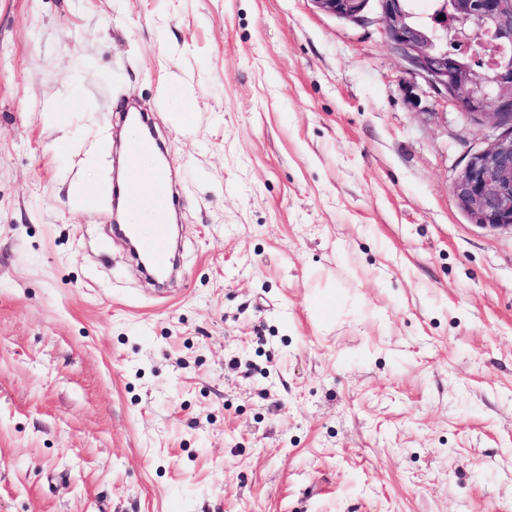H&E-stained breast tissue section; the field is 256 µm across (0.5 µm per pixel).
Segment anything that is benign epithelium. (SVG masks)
Masks as SVG:
<instances>
[{"label": "benign epithelium", "mask_w": 512, "mask_h": 512, "mask_svg": "<svg viewBox=\"0 0 512 512\" xmlns=\"http://www.w3.org/2000/svg\"><path fill=\"white\" fill-rule=\"evenodd\" d=\"M313 2L326 14L360 23L376 8L404 73L423 79L470 121L497 131L470 154L451 192L472 223L512 234V58L486 60L490 47L512 44V0H443L427 22L413 19L406 0Z\"/></svg>", "instance_id": "benign-epithelium-1"}]
</instances>
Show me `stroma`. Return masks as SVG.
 <instances>
[{"instance_id":"obj_1","label":"stroma","mask_w":512,"mask_h":512,"mask_svg":"<svg viewBox=\"0 0 512 512\" xmlns=\"http://www.w3.org/2000/svg\"><path fill=\"white\" fill-rule=\"evenodd\" d=\"M313 0H0V512H512L491 129ZM181 191L170 290L113 116Z\"/></svg>"}]
</instances>
